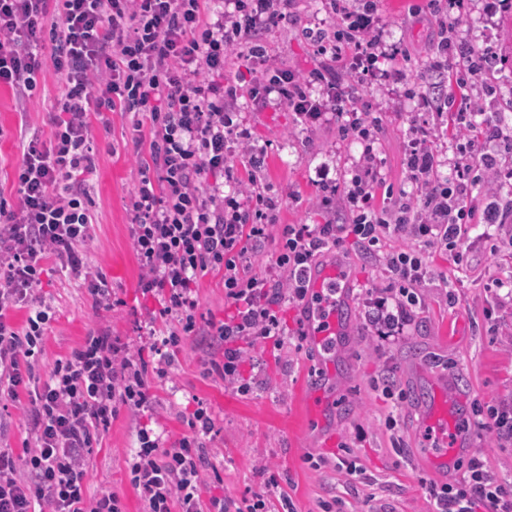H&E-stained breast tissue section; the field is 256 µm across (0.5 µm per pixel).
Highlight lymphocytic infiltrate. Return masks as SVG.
Returning a JSON list of instances; mask_svg holds the SVG:
<instances>
[{"instance_id": "obj_1", "label": "lymphocytic infiltrate", "mask_w": 512, "mask_h": 512, "mask_svg": "<svg viewBox=\"0 0 512 512\" xmlns=\"http://www.w3.org/2000/svg\"><path fill=\"white\" fill-rule=\"evenodd\" d=\"M287 6L288 0H56L51 12L47 0H0V87L11 88L25 105L38 99L45 66L60 78L50 136L22 137L16 202L0 198V400L27 395L33 438L16 456L4 443L7 424L0 420V512H125L116 493L88 494L84 460L119 409L152 411L149 378H165L185 337L198 331L194 288L204 272H223L228 306L223 320L207 324L224 344L210 370L245 394L252 388L243 375L248 348L259 342L283 348L290 333L282 304L307 301L308 274L343 236L369 250L388 236L428 237L454 253L469 238L472 168L457 167L454 178L440 180L426 131L412 129L406 153L417 197H400L382 212L370 205L378 182L377 123L359 89L382 55L377 0H330L339 28L329 64L306 78L279 69L253 89L263 98L277 96L307 124L334 109L340 133L363 142V165L346 194L352 223L289 224L277 237L271 200L259 223L248 222L239 200L242 183L228 157L236 145L251 167L261 160L231 120L237 86H223L219 78L239 45L251 44L259 54L258 33ZM312 83L327 86V99L311 98ZM118 106L151 160L139 170L128 214L139 286L158 297L166 323L153 340L158 360L148 365L104 328L57 360L44 379L38 357L51 314L36 290L47 262L84 277L96 303L112 305L81 245L90 236L96 170L90 118ZM272 239L278 242L272 273L256 277L253 258ZM385 265L400 289L370 302V322L382 339L414 324L426 274L422 254L411 249L387 251ZM17 308L28 311L21 327L10 317ZM187 423L189 435L171 443L151 429L136 433L129 472L143 512H269L275 482L245 509L218 495L202 497L215 435L207 404L197 402ZM429 493L436 512H512V487L477 457Z\"/></svg>"}]
</instances>
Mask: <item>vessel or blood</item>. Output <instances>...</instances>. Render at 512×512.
I'll list each match as a JSON object with an SVG mask.
<instances>
[{
  "label": "vessel or blood",
  "instance_id": "b4317fda",
  "mask_svg": "<svg viewBox=\"0 0 512 512\" xmlns=\"http://www.w3.org/2000/svg\"><path fill=\"white\" fill-rule=\"evenodd\" d=\"M349 286L345 269L337 264L323 266L310 274L309 288L311 292L320 294L322 301L310 306L308 336L319 353L323 370L311 382L308 409L313 418L320 421L325 420L329 412V382L336 374V361L346 345V327L352 318V309L345 297ZM458 416L455 397L444 387L432 386L424 420L426 427L434 429L441 437L440 442L428 450L437 469L447 470L457 450L470 444V437L464 432L457 434L454 442L443 439Z\"/></svg>",
  "mask_w": 512,
  "mask_h": 512
}]
</instances>
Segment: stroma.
<instances>
[{"instance_id":"1","label":"stroma","mask_w":512,"mask_h":512,"mask_svg":"<svg viewBox=\"0 0 512 512\" xmlns=\"http://www.w3.org/2000/svg\"><path fill=\"white\" fill-rule=\"evenodd\" d=\"M447 2L449 18L458 21L457 40L483 54L487 73L479 81L448 78V103L439 116L427 112L422 101L431 80L428 67L443 37L438 18L429 13L425 0L379 2L387 56L378 62L380 77L360 90L379 126L373 143L381 174L373 191L376 209L391 206L412 190L405 151L415 120L428 123L440 180H448L454 162L466 156L497 155V177L471 189L476 211L493 200L512 201V153L503 142L512 134V0ZM336 25L329 0H292L286 19L267 26L258 43L270 62L304 76L321 61L305 30L332 32ZM232 59L224 82L241 89L233 122L248 134L262 159L260 170L253 173L244 158H229L241 180H257L255 193L242 198L244 210L255 212L260 193L276 202L277 224H319L328 214L337 223H350L342 188L361 163V144L341 136L335 114L308 126L285 106L252 100L254 64L248 45L239 46ZM57 93V77L50 69L44 74L41 99L27 106H19L12 91L0 87V195L6 200L14 198L13 169L22 158L18 129L23 126L28 134L48 137ZM464 99L476 105L477 114H460ZM107 118V123L94 125L98 164L89 205L93 226L82 249L119 304L109 310L99 307L83 279L51 266L42 284V295L54 312L40 362L45 373L89 333L106 326L145 362L154 360L148 332L160 303L143 296L139 287L126 209L137 191L139 163L148 151L136 148L125 112L117 110ZM473 121L487 122L497 137L470 148L465 140L449 135V127ZM324 166L337 176L339 189L331 194L317 183L316 172ZM400 247L416 250L425 259L422 306L406 337L383 342L368 327L365 304L369 293L392 288L383 253ZM467 256L466 263L457 265L433 242L389 236L378 252H367L346 238L320 257V264L340 262L346 267L353 311L348 345L330 393V418L323 425L306 405L310 381L321 372L308 340L291 337L279 351L261 343L249 348L248 357L259 366L252 391L242 395L207 371L209 361L221 359L223 344L204 334L187 337L168 377L151 382L158 400L154 412L120 411L94 443L85 461L89 494L116 492L126 512H141L126 464L138 428L165 431L168 441H175L189 434L187 417L199 398L209 404L217 431L211 457L217 473L207 476L203 496L218 492L239 502L275 480L296 512H322V502L337 499L344 512H433L428 486L447 482L449 474L429 461L432 440L421 421L417 385L452 379L469 422L480 409L512 408V296L502 287L512 279V223L487 238H469ZM196 294L198 326L223 319L220 272L201 274ZM390 417L395 426H387ZM471 435L472 445L457 455L456 466H466L478 456L502 480L512 482V442L476 429ZM341 458L360 467L362 476L337 469Z\"/></svg>"}]
</instances>
